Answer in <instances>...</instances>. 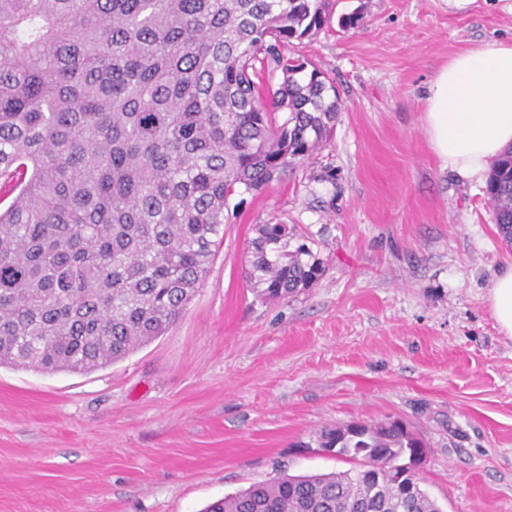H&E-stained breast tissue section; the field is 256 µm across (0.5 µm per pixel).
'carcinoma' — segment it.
Segmentation results:
<instances>
[{
	"mask_svg": "<svg viewBox=\"0 0 512 512\" xmlns=\"http://www.w3.org/2000/svg\"><path fill=\"white\" fill-rule=\"evenodd\" d=\"M335 0H0V366L88 373L165 335L205 281L230 199L326 142L323 73L280 47L330 25ZM349 30L359 16L343 14ZM281 71L277 85L265 73ZM512 247V150L486 184ZM246 278L264 299L323 263L257 224ZM351 469L282 475L205 512H442L398 493L422 441L395 422L326 431Z\"/></svg>",
	"mask_w": 512,
	"mask_h": 512,
	"instance_id": "obj_1",
	"label": "carcinoma"
}]
</instances>
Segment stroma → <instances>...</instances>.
<instances>
[{"mask_svg":"<svg viewBox=\"0 0 512 512\" xmlns=\"http://www.w3.org/2000/svg\"><path fill=\"white\" fill-rule=\"evenodd\" d=\"M293 42L333 83L331 139L230 201L204 284L168 333L88 374L0 367V512H201L251 484L349 469L339 425L402 422L444 512H512V338L485 300L512 248L484 185L441 167L423 117L452 55L512 42V0H336ZM293 224L326 271L279 301L245 261Z\"/></svg>","mask_w":512,"mask_h":512,"instance_id":"35a3bbf8","label":"stroma"}]
</instances>
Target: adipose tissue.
<instances>
[{"mask_svg": "<svg viewBox=\"0 0 512 512\" xmlns=\"http://www.w3.org/2000/svg\"><path fill=\"white\" fill-rule=\"evenodd\" d=\"M424 131L442 166L486 180L512 147V42L479 43L449 58L429 85ZM487 302L500 333L512 337V261Z\"/></svg>", "mask_w": 512, "mask_h": 512, "instance_id": "1", "label": "adipose tissue"}]
</instances>
